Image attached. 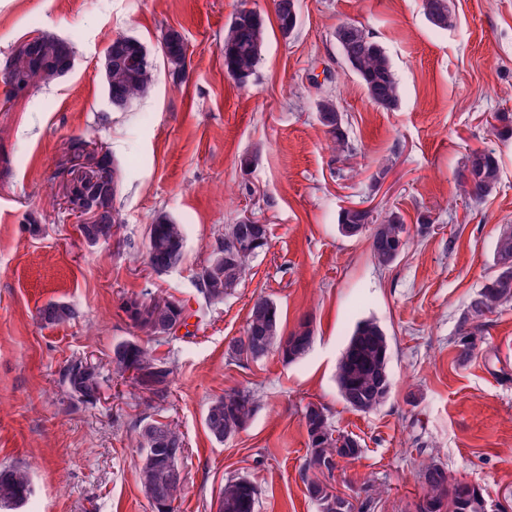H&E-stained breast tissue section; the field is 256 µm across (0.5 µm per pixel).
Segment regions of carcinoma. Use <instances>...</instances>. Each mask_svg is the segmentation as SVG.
<instances>
[{"label":"carcinoma","instance_id":"1","mask_svg":"<svg viewBox=\"0 0 512 512\" xmlns=\"http://www.w3.org/2000/svg\"><path fill=\"white\" fill-rule=\"evenodd\" d=\"M429 22L440 30L454 25L448 0H423ZM280 32L290 36L298 25L295 0H276ZM336 45L345 66L362 83L368 97L378 106L391 110L400 101V82L386 49L369 33L356 25H341L335 31ZM171 75L178 81L187 77L180 69L184 56V38L176 29L167 30L162 38ZM264 43V25L257 12L238 11L224 30V66L237 81L245 82L254 74ZM112 45V106L124 109L133 100L147 95L153 88V64H134L131 58L148 54L143 43L133 36L116 37ZM74 56L72 42L67 39L38 35L26 55L13 54L7 60L16 83L31 78L32 64L37 58H59L61 51ZM319 122L326 127L334 148L340 153H352V146L343 128V118L333 99L324 97L318 104ZM493 129L502 138L512 137V113L496 112ZM500 164L491 151L475 150L468 154L463 171L457 180L461 195L475 202L483 200L499 180ZM338 230L348 224L371 228L370 249L381 267L393 264L403 252L406 234L403 216L390 211L374 220L372 211L340 210ZM118 225L114 209H106L96 224L79 225L83 237L92 242L108 241L112 228ZM269 236L253 233L245 224H226L224 233L213 246L206 263L197 275L196 287L208 303H216L231 295L249 270L253 259L268 245ZM185 233L183 225L169 216L159 214L148 227L143 260L156 273H166L178 267L184 258ZM494 271L471 299L459 322L456 342L457 361L463 363L472 354V338L482 331L485 319L512 301V229L503 230L494 247ZM141 299L129 298L121 308L135 327L155 342L176 337L187 326L185 307L162 291L150 295L152 317L140 319ZM42 322L60 325L75 319L76 311L68 303L51 301L39 311ZM314 335L313 321L301 319L289 332L282 329L277 304L269 297H258L249 312L243 334L233 339L227 355L238 361H258L272 352L288 362L307 354ZM112 372L128 377L139 391L154 402L169 397L173 367L167 357L157 354L156 348L135 341H121L112 349ZM61 382L68 390L84 398L96 400L103 375L96 364L77 359L60 372ZM336 385L340 396L351 409L369 412L382 405L392 389L390 372V343L381 325L374 319L359 321L349 336L336 368ZM257 409L254 394L245 389H233L212 399L207 408L205 423L215 441L222 443L245 430ZM302 419L308 436L307 458L302 480L307 496L317 505L318 512H337L336 497L331 479L339 467L336 456L361 455V443L352 435L343 440L334 437L328 409L322 404L305 406ZM142 452L137 480L141 490L156 512H176L185 492L181 463L186 444L182 433L169 422L148 416L134 421ZM417 475L428 478L430 503L417 507V512H485L487 494L465 481H449L448 472L433 460L419 465ZM224 512H256L258 491L245 477L229 478L221 487ZM34 494L33 478L22 465L0 466V509L12 512L24 506Z\"/></svg>","mask_w":512,"mask_h":512}]
</instances>
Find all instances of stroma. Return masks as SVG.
<instances>
[{"instance_id": "1", "label": "stroma", "mask_w": 512, "mask_h": 512, "mask_svg": "<svg viewBox=\"0 0 512 512\" xmlns=\"http://www.w3.org/2000/svg\"><path fill=\"white\" fill-rule=\"evenodd\" d=\"M298 25L282 36L272 0H0V67L37 35L68 39L71 70L14 99L0 82V464L30 467L35 494L20 512H152L137 482L133 422L144 415L184 436L186 494L178 512H212L232 476L259 491L257 512H317L301 472L302 412L328 407L360 457L334 485L370 512H416L418 463L512 502V304L488 317L472 356L456 360L461 314L492 272L500 229L512 225V139L488 119L512 113V0H449L454 27L428 21L423 0H297ZM260 14L265 46L239 84L224 69V29L239 10ZM363 26L390 55L397 108L375 105L339 63L336 27ZM176 29L188 78L174 82L160 51ZM138 38L154 64L151 92L112 107L104 61L110 41ZM335 98L354 148L332 151L316 102ZM102 145L119 185L121 227L89 244L59 204L58 163L73 138ZM500 162L493 191L474 202L456 182L467 155ZM356 203L400 212L405 252L377 266L369 238L343 237L337 215ZM165 213L186 232L182 263L156 274L141 258L147 227ZM271 229L268 249L236 291L210 304L196 275L225 225L244 214ZM432 224L422 228L423 217ZM166 291L184 305L188 330L159 345L173 366L171 395L148 406L128 380L105 374L100 398L70 399L59 372L70 360L108 364L115 343L145 340L120 305ZM277 303L284 329L313 320L309 352L232 361L257 297ZM78 316L41 322L47 302ZM375 318L391 342L392 391L376 410L349 408L336 364L355 323ZM231 389L258 400L248 427L216 443L210 401Z\"/></svg>"}]
</instances>
